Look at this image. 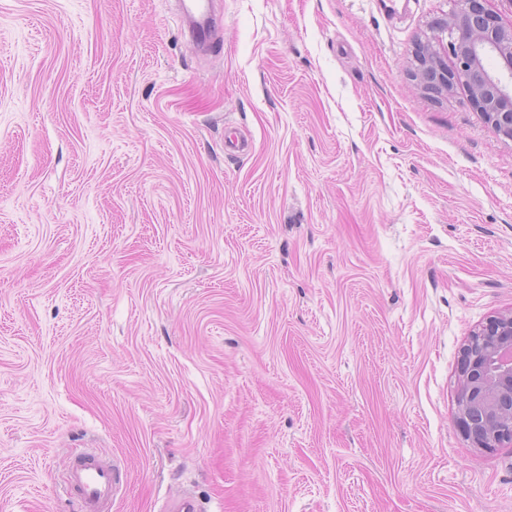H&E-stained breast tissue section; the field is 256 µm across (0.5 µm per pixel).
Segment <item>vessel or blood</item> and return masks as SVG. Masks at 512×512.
<instances>
[{
  "label": "vessel or blood",
  "mask_w": 512,
  "mask_h": 512,
  "mask_svg": "<svg viewBox=\"0 0 512 512\" xmlns=\"http://www.w3.org/2000/svg\"><path fill=\"white\" fill-rule=\"evenodd\" d=\"M80 512H112V499L118 489L117 466L94 454L75 459L68 477Z\"/></svg>",
  "instance_id": "vessel-or-blood-1"
}]
</instances>
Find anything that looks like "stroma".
I'll list each match as a JSON object with an SVG mask.
<instances>
[{
  "label": "stroma",
  "mask_w": 512,
  "mask_h": 512,
  "mask_svg": "<svg viewBox=\"0 0 512 512\" xmlns=\"http://www.w3.org/2000/svg\"><path fill=\"white\" fill-rule=\"evenodd\" d=\"M211 6L0 0V512H77L84 448L112 512H512L455 424L512 139L412 75L449 0ZM117 465L94 454L80 456L72 464L68 482L81 512H111L117 489Z\"/></svg>",
  "instance_id": "1"
}]
</instances>
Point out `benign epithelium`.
<instances>
[{
  "label": "benign epithelium",
  "mask_w": 512,
  "mask_h": 512,
  "mask_svg": "<svg viewBox=\"0 0 512 512\" xmlns=\"http://www.w3.org/2000/svg\"><path fill=\"white\" fill-rule=\"evenodd\" d=\"M458 10L435 20L415 58L420 79L436 92L457 83L471 90V103L505 137L512 139V26L507 28L484 0H457ZM500 70L482 68L486 53ZM453 62H448V57ZM458 422L475 448L512 443V315H501L476 331L462 349L457 398Z\"/></svg>",
  "instance_id": "benign-epithelium-1"
}]
</instances>
